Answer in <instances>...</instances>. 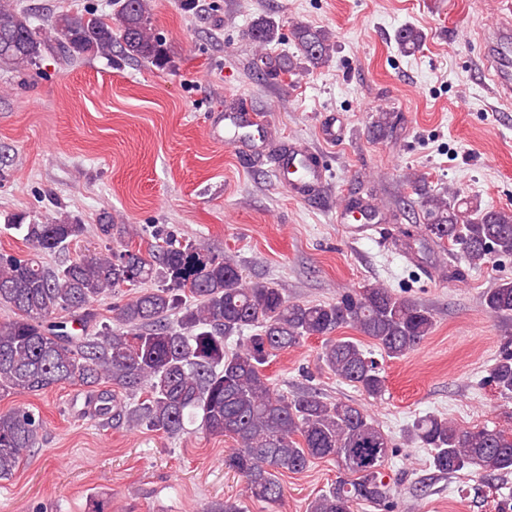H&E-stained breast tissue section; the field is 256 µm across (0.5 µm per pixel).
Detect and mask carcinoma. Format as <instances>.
<instances>
[{"instance_id": "obj_1", "label": "carcinoma", "mask_w": 512, "mask_h": 512, "mask_svg": "<svg viewBox=\"0 0 512 512\" xmlns=\"http://www.w3.org/2000/svg\"><path fill=\"white\" fill-rule=\"evenodd\" d=\"M249 37L270 44L279 39L278 25L260 18ZM293 38L296 52L277 63L283 73L318 68L335 49L330 33L309 25H296ZM396 40L410 52L423 33L405 26ZM116 45L126 58L166 63L151 0H114L107 16L65 12L39 26L14 0H0V69L21 73L48 53L69 62L107 58ZM396 129L390 112L374 121L382 138ZM405 181L418 195L424 222L401 231L400 247L412 253L430 242L448 243L472 269L496 256L512 257L511 210L482 209L456 191L434 194L417 177ZM5 225L22 236L28 254L0 252V305L13 312L0 321V397L79 383L86 387L81 417L102 426L123 421L165 436L195 429L230 439L224 469L240 477L256 501L283 498L279 472L298 473L329 458L340 476L310 502L309 512H357L361 504L386 512L394 506L383 469L395 443L368 411L313 389L281 394L266 368L280 353L320 338L318 365L379 399L387 390L381 364L361 340L337 332L351 328L385 357L400 359L433 332L431 310L379 283L344 289L328 302L293 301L277 282H249L234 259L202 242L183 243L167 229L150 231L155 243L144 254L133 247L140 230L110 218L97 225L104 242L97 252L54 266L44 256L79 240L85 225L61 212L29 222L11 216ZM123 291L128 298L112 305L110 322L98 323L93 303ZM481 304L492 318L512 316V277L484 292ZM488 382L512 399V336L501 339ZM45 432L42 416L26 407L0 413L1 481L12 478ZM405 438L428 449L443 476L512 475V434L497 427L463 428L430 414L416 419Z\"/></svg>"}]
</instances>
